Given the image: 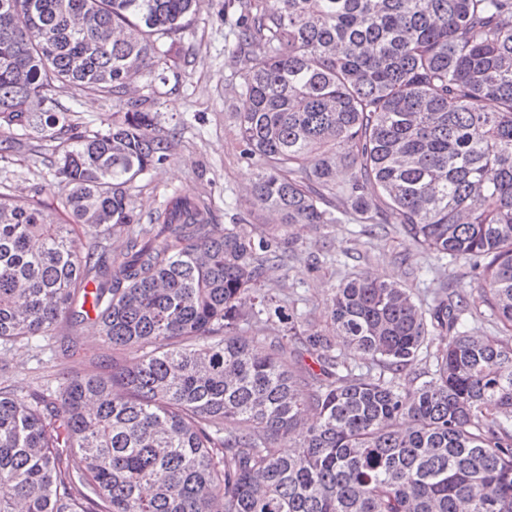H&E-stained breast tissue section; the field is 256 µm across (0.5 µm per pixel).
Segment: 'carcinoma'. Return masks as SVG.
Returning a JSON list of instances; mask_svg holds the SVG:
<instances>
[{
    "mask_svg": "<svg viewBox=\"0 0 512 512\" xmlns=\"http://www.w3.org/2000/svg\"><path fill=\"white\" fill-rule=\"evenodd\" d=\"M204 3L0 0V138L34 130L54 177L50 203L0 182V344L67 353L58 329L92 312L104 347L135 354L0 389V512H512V0H224L251 56L249 212L396 224L476 282L424 301L352 274L323 326L265 287L294 253L276 229L242 235L177 190L137 212L179 142L155 69L181 62ZM72 88L121 111L88 130ZM485 310L498 335L464 329Z\"/></svg>",
    "mask_w": 512,
    "mask_h": 512,
    "instance_id": "obj_1",
    "label": "carcinoma"
}]
</instances>
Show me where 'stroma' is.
Here are the masks:
<instances>
[{
	"instance_id": "1",
	"label": "stroma",
	"mask_w": 512,
	"mask_h": 512,
	"mask_svg": "<svg viewBox=\"0 0 512 512\" xmlns=\"http://www.w3.org/2000/svg\"><path fill=\"white\" fill-rule=\"evenodd\" d=\"M224 0H211L193 17L181 36L188 64L158 66L157 91L163 127L177 129L180 143L171 159L145 176L137 203L142 212L159 210L171 190L188 194L207 192L216 223L235 224L252 231L255 221L247 215L244 201L259 168L242 158V145L232 112L233 88L246 72L245 57H231L226 48L233 42V21L223 14ZM62 103L75 112L78 121L98 127L116 110L114 102L77 90L64 93ZM35 139L23 138L10 151L9 163L0 166V180L8 181L23 194L50 200L53 176L34 151ZM296 243L295 257L271 272L268 287L280 289L309 319L322 321L331 288L353 272H366L412 288L421 299L445 280L466 295L475 294V283L464 263L440 258L417 249L402 231L388 227L368 229L348 220L314 231L302 225L286 228ZM420 267L414 278L407 265ZM132 353L104 348L92 322L81 324L75 345L67 356L53 350L35 354L16 343L0 346V387L19 389L32 382L56 388L64 376L83 375L90 361L109 368L113 360L131 361Z\"/></svg>"
}]
</instances>
